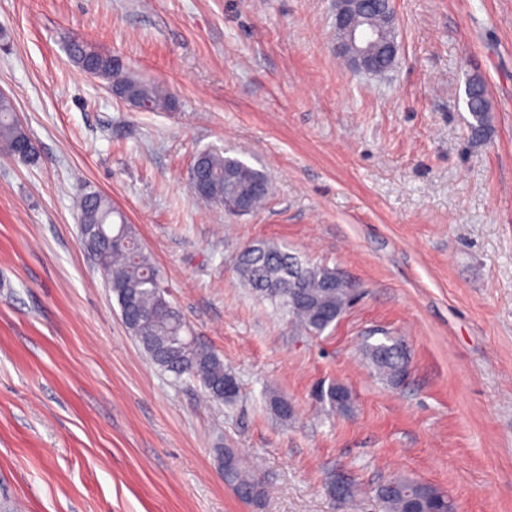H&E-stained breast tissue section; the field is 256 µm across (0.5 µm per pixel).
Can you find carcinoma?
I'll list each match as a JSON object with an SVG mask.
<instances>
[{
  "label": "carcinoma",
  "mask_w": 512,
  "mask_h": 512,
  "mask_svg": "<svg viewBox=\"0 0 512 512\" xmlns=\"http://www.w3.org/2000/svg\"><path fill=\"white\" fill-rule=\"evenodd\" d=\"M386 3L370 5L364 19L368 26L387 38L396 37L388 27ZM69 56L81 70L108 80L109 87L133 104L148 110L168 109L172 94L153 83L123 72L117 59L104 56L80 40L70 43ZM467 108L473 119L471 134L483 136L489 129L490 104L481 82L472 81L466 90ZM0 154L16 162L34 158L32 140L18 119L10 99L0 98ZM193 195L208 204H220L230 213L234 199H245L255 212L267 203L270 182L246 162L224 155L220 150H205L197 156L190 175ZM80 233L84 244L94 248L99 266L107 275L120 316L131 336L150 360L176 378L197 381L215 403H230L239 393L236 379L224 370V360L200 346L190 337L189 328L178 307L169 299L160 268L141 243L134 225L125 213L100 192H84L76 198ZM240 278L260 297L288 314L300 332L318 336L339 321L352 306L355 288L345 287L336 269L309 264L288 250V246L259 240L245 246L237 256ZM364 354L375 372L392 386L399 385L408 372V358L399 343L386 336L382 341L365 342ZM319 398L338 412L352 404L351 393L342 384H331L319 391ZM269 404L286 421L293 415L288 400L272 395ZM224 481L247 503L259 504L266 490L258 477L243 469L235 453L218 452ZM384 512H408L416 504L420 512H454L448 495L433 486L406 478L386 482L376 490Z\"/></svg>",
  "instance_id": "1"
}]
</instances>
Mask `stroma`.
I'll list each match as a JSON object with an SVG mask.
<instances>
[{
    "instance_id": "35a3bbf8",
    "label": "stroma",
    "mask_w": 512,
    "mask_h": 512,
    "mask_svg": "<svg viewBox=\"0 0 512 512\" xmlns=\"http://www.w3.org/2000/svg\"><path fill=\"white\" fill-rule=\"evenodd\" d=\"M393 9L399 53L376 79L337 54L334 0H0V92L36 149L0 158V512H381L375 491L398 477L456 512H512V0ZM76 38L174 108L111 94L70 62ZM211 148L267 175L264 209L196 202L191 168ZM83 190L126 212L236 379L232 403L131 337L82 243ZM257 240L335 268L355 303L294 334L236 273ZM387 336L410 357L397 387L363 353ZM329 382L350 411L317 399ZM222 448L262 479L261 510L226 485ZM466 96L467 108L473 119V122H469L468 127L472 135L481 137L489 129L490 121V104L486 90L480 81L474 80L468 84Z\"/></svg>"
}]
</instances>
